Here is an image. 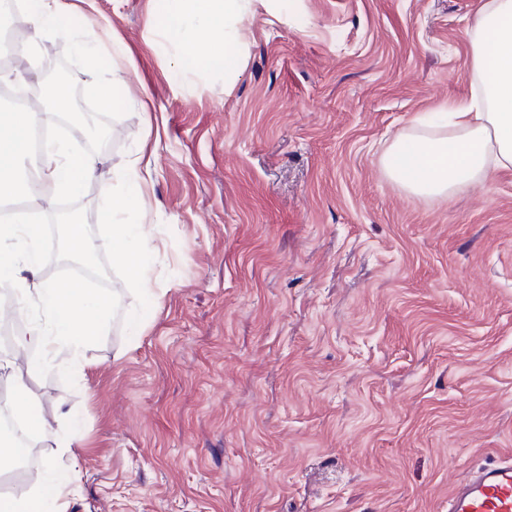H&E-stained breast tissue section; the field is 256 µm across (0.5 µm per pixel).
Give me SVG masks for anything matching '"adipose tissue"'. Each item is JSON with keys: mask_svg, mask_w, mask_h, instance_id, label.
Listing matches in <instances>:
<instances>
[{"mask_svg": "<svg viewBox=\"0 0 512 512\" xmlns=\"http://www.w3.org/2000/svg\"><path fill=\"white\" fill-rule=\"evenodd\" d=\"M26 22L31 35L20 41L19 55L27 67L0 74V81L15 89L27 86L28 75L41 68L38 40L43 29L66 15L65 0H31ZM239 10V0H169L166 27L180 34L177 65L224 54V22ZM471 94L448 112V128H420L397 137L386 151L387 175L416 195L446 197L485 181L490 172L512 171V0H483L477 18L467 32ZM34 123L33 111L0 113V201L18 197L44 199L46 193H80L93 174L97 158L77 154L68 142L47 136L37 162V178L20 177L19 165L28 156L27 138ZM102 194L111 202L106 236L113 256L133 266L147 243L143 225L115 220L127 202L111 185ZM30 209L12 210L7 225L0 226V269L8 271L16 288V312L37 308L39 314L27 326L18 350L37 354L43 365L79 361L112 308V299L90 292L78 282L59 287L40 275V254Z\"/></svg>", "mask_w": 512, "mask_h": 512, "instance_id": "1", "label": "adipose tissue"}]
</instances>
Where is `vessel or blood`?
Masks as SVG:
<instances>
[{"instance_id":"b4317fda","label":"vessel or blood","mask_w":512,"mask_h":512,"mask_svg":"<svg viewBox=\"0 0 512 512\" xmlns=\"http://www.w3.org/2000/svg\"><path fill=\"white\" fill-rule=\"evenodd\" d=\"M448 512H512V458L478 467L455 483Z\"/></svg>"}]
</instances>
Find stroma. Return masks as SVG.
<instances>
[{"label": "stroma", "instance_id": "35a3bbf8", "mask_svg": "<svg viewBox=\"0 0 512 512\" xmlns=\"http://www.w3.org/2000/svg\"><path fill=\"white\" fill-rule=\"evenodd\" d=\"M42 57L113 90L103 172L152 248L74 367L30 368L34 438L0 498L52 512H447L512 455V172L445 197L383 172L470 92L483 0H241L225 58L177 67L166 0H67ZM144 153V193L122 174ZM71 446L60 455L59 443ZM74 47L78 53L83 55L87 62V70L92 71L96 61L99 41L96 32L92 27L86 26L72 34Z\"/></svg>", "mask_w": 512, "mask_h": 512}]
</instances>
